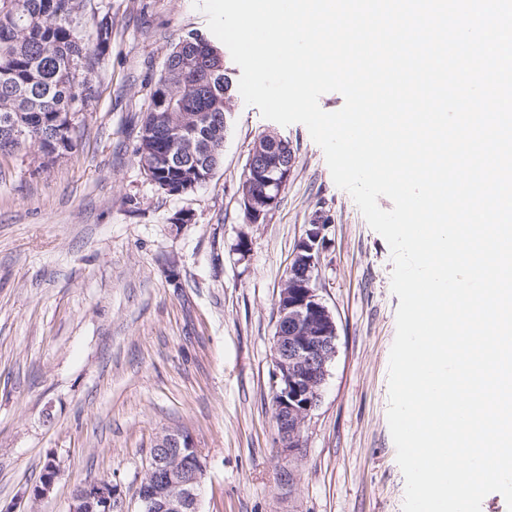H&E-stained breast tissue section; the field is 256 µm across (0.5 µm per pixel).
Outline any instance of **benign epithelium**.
<instances>
[{
    "label": "benign epithelium",
    "mask_w": 512,
    "mask_h": 512,
    "mask_svg": "<svg viewBox=\"0 0 512 512\" xmlns=\"http://www.w3.org/2000/svg\"><path fill=\"white\" fill-rule=\"evenodd\" d=\"M203 120L196 113L171 131L183 148L193 150L194 129ZM266 145L256 143L247 160L252 184L261 185L248 195L246 223L261 224L276 207L281 189L288 183L294 164L292 151L277 149L276 161H269ZM329 224L319 219L306 225L297 246L300 262L290 272L292 291H283L278 301L280 320L274 336V384L277 417V445L286 456L302 447L303 416L321 397L327 365L336 349V323L328 308L311 287L317 259L327 240ZM57 468L49 463L41 481L29 488L34 500L47 496L54 485ZM203 465L193 436L182 429L157 437L151 450L147 477L139 490L140 512H199V486ZM69 512H128L121 488L105 480L90 481L72 496Z\"/></svg>",
    "instance_id": "benign-epithelium-1"
}]
</instances>
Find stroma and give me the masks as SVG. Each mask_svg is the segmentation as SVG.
Instances as JSON below:
<instances>
[{
  "label": "stroma",
  "instance_id": "1",
  "mask_svg": "<svg viewBox=\"0 0 512 512\" xmlns=\"http://www.w3.org/2000/svg\"><path fill=\"white\" fill-rule=\"evenodd\" d=\"M112 22L76 147L0 154V512H68L91 480L138 512L156 437L185 429L204 463L200 512H402L405 480L387 419L400 303L386 240L338 188L300 123L265 119L234 94L223 159L195 191L157 189L139 127L168 54L209 34L194 0H89ZM295 152L264 223L240 185L255 141ZM187 212L191 221L174 223ZM327 217L316 281L336 351L304 447L284 458L273 414L279 293L313 215ZM247 237L250 249L237 243ZM49 495H26L47 462Z\"/></svg>",
  "mask_w": 512,
  "mask_h": 512
}]
</instances>
